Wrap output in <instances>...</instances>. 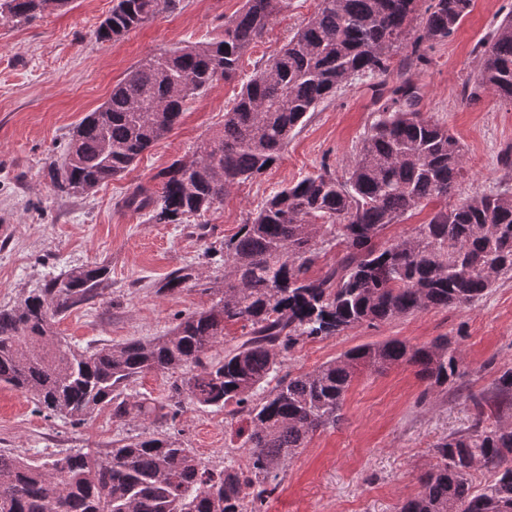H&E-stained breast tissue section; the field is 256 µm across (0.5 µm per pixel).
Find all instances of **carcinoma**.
Segmentation results:
<instances>
[{
  "label": "carcinoma",
  "mask_w": 512,
  "mask_h": 512,
  "mask_svg": "<svg viewBox=\"0 0 512 512\" xmlns=\"http://www.w3.org/2000/svg\"><path fill=\"white\" fill-rule=\"evenodd\" d=\"M182 0H117L96 31L118 41ZM472 0H318L316 11L273 57L257 61L223 128L137 186L123 206L153 224L203 217L232 189L275 164L314 112L350 79L389 75L377 117L342 175L323 169L272 191L224 241V292L166 335L87 347L56 335L54 319L104 287L106 268H75L0 308V384L32 395L36 407L74 426L103 407L112 417L149 423L99 454L75 452L38 462L0 451V512H260L285 463L320 429L342 419L345 394L362 368H416L425 393L448 391L460 355L446 337L411 347L398 339L345 351L309 372L287 369L299 343L355 326L478 302L512 274V192L475 195L435 211L414 235L383 240L385 230L435 201H448L464 172V150L448 126L420 111L421 89L407 58L425 67L426 45L445 42ZM71 0H0V18L31 23ZM289 0H244L224 21V36L188 42L129 70L108 100L77 126L46 162L60 197L88 194L121 176L179 122L187 98L240 75L246 54ZM481 63L465 85L469 102L487 93L512 101V12L480 42ZM331 247L336 263L310 269ZM195 280L188 267L163 288ZM241 334L227 337L228 326ZM150 372L177 374L158 401L127 393ZM224 409L248 452L242 468L219 472L163 430L184 404ZM473 424L433 448L436 463L401 512H512V367L473 399ZM492 480L473 491L470 472Z\"/></svg>",
  "instance_id": "cac0c4a2"
}]
</instances>
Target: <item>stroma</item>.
<instances>
[{
    "label": "stroma",
    "instance_id": "35a3bbf8",
    "mask_svg": "<svg viewBox=\"0 0 512 512\" xmlns=\"http://www.w3.org/2000/svg\"><path fill=\"white\" fill-rule=\"evenodd\" d=\"M318 0H289L244 59L242 77L260 58L274 55L315 12ZM113 0H72L67 9L29 24L0 19V306L15 305L30 289L68 269L103 266L104 288L94 299L55 319V330L85 348L150 340L178 319L209 307L224 286L217 252L274 189L330 167L343 172L369 126L380 92L394 76L359 77L312 113L281 159L242 184L206 218L152 224L122 205L136 185L152 186L174 159L219 130L240 79L216 81L189 99L179 123L123 176L82 197L55 195L45 174L49 157L62 153L79 122L102 105L113 85L137 63L187 42L220 36L243 0H183L116 42L95 31ZM512 11V0H472L470 12L447 42L432 45V63L411 69L423 88L420 110L444 122L461 142L464 176L455 199L512 191V168L499 162L512 149V102L487 95L468 103L462 89L476 70L478 42ZM191 267L198 283L167 292L170 273ZM448 337L461 362L447 392L424 395L414 368L358 371L344 400L342 424L317 432L288 460L277 492L262 512H399L415 496L444 437L470 425L474 395L490 389L512 366V278L499 279L475 305L432 309L375 326L362 325L299 344L288 367L307 372L365 343L390 339L411 346ZM101 409L74 426L40 413L31 395L0 386V450L29 459L57 458L144 433ZM166 433L193 449L208 468L228 460L247 465L223 410L187 405Z\"/></svg>",
    "mask_w": 512,
    "mask_h": 512
}]
</instances>
